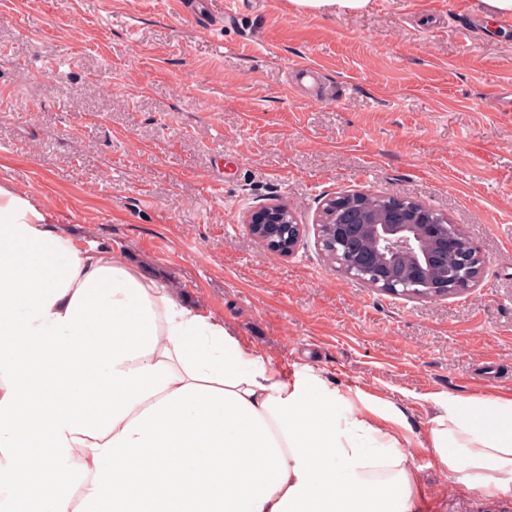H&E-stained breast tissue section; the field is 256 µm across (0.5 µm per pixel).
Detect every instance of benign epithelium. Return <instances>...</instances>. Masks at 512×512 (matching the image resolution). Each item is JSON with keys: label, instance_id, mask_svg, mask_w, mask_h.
<instances>
[{"label": "benign epithelium", "instance_id": "1", "mask_svg": "<svg viewBox=\"0 0 512 512\" xmlns=\"http://www.w3.org/2000/svg\"><path fill=\"white\" fill-rule=\"evenodd\" d=\"M369 193L347 190L325 198L316 224L317 245L346 279L401 298L438 300L477 287L486 257L461 224L428 223L433 209L395 195H379L382 209L364 208ZM254 240L292 255L305 225L288 205H263L247 219Z\"/></svg>", "mask_w": 512, "mask_h": 512}]
</instances>
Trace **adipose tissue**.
<instances>
[{"instance_id": "obj_1", "label": "adipose tissue", "mask_w": 512, "mask_h": 512, "mask_svg": "<svg viewBox=\"0 0 512 512\" xmlns=\"http://www.w3.org/2000/svg\"><path fill=\"white\" fill-rule=\"evenodd\" d=\"M342 400L0 183V512H417L401 411ZM425 448L512 490V398L449 397Z\"/></svg>"}]
</instances>
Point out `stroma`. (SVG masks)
<instances>
[{
	"label": "stroma",
	"instance_id": "obj_1",
	"mask_svg": "<svg viewBox=\"0 0 512 512\" xmlns=\"http://www.w3.org/2000/svg\"><path fill=\"white\" fill-rule=\"evenodd\" d=\"M317 69L289 81L295 64ZM512 19L479 0H0V182L175 283L282 374L313 368L360 408L401 410L420 512H512L423 442L440 401L512 397ZM419 200L487 263L441 300L351 282L307 233L283 257L245 223L278 200ZM372 0H290L302 14L317 15L329 12L361 13L369 9Z\"/></svg>",
	"mask_w": 512,
	"mask_h": 512
}]
</instances>
